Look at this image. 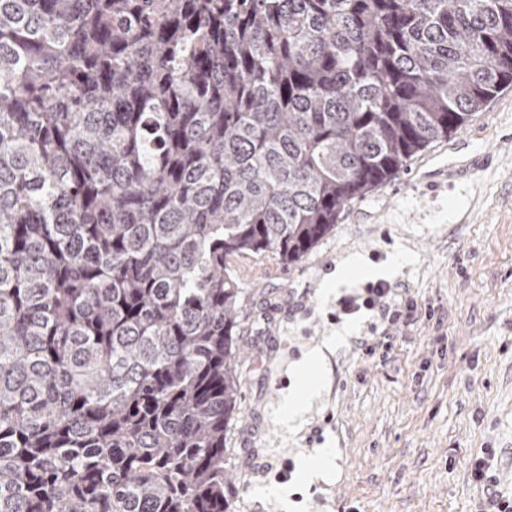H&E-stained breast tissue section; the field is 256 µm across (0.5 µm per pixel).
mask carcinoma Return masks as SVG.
Wrapping results in <instances>:
<instances>
[{
  "mask_svg": "<svg viewBox=\"0 0 512 512\" xmlns=\"http://www.w3.org/2000/svg\"><path fill=\"white\" fill-rule=\"evenodd\" d=\"M512 86V0H0V512H233L246 289Z\"/></svg>",
  "mask_w": 512,
  "mask_h": 512,
  "instance_id": "1",
  "label": "carcinoma"
}]
</instances>
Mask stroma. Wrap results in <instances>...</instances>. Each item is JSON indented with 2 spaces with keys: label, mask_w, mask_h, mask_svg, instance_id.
Here are the masks:
<instances>
[{
  "label": "stroma",
  "mask_w": 512,
  "mask_h": 512,
  "mask_svg": "<svg viewBox=\"0 0 512 512\" xmlns=\"http://www.w3.org/2000/svg\"><path fill=\"white\" fill-rule=\"evenodd\" d=\"M397 251L407 260L393 269ZM352 254L413 307L376 356L358 344L378 342L375 313L336 317L369 284L331 287ZM233 266L247 288L225 433L235 512H474L471 461L490 448L489 474L512 493V87L350 204L298 266ZM318 349L321 388L286 421L297 368ZM254 456L294 463L291 480L248 478ZM308 460L322 470L303 476Z\"/></svg>",
  "instance_id": "35a3bbf8"
}]
</instances>
